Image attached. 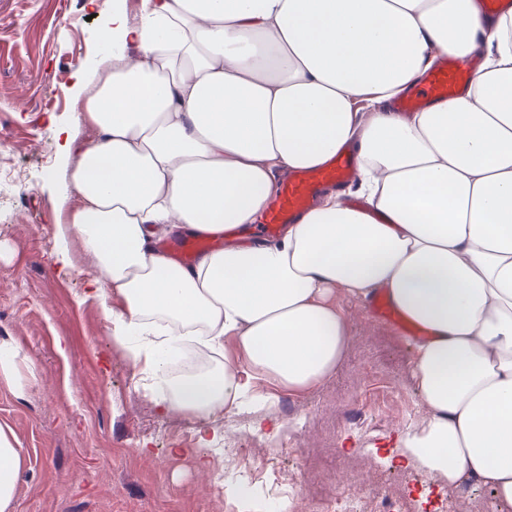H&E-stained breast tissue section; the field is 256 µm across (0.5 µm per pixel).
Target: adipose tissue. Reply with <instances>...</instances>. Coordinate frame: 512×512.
I'll use <instances>...</instances> for the list:
<instances>
[{
    "label": "adipose tissue",
    "instance_id": "obj_1",
    "mask_svg": "<svg viewBox=\"0 0 512 512\" xmlns=\"http://www.w3.org/2000/svg\"><path fill=\"white\" fill-rule=\"evenodd\" d=\"M103 38L119 51L74 109L95 136L70 172L56 262L80 246L91 294L119 296L111 334L161 412L194 417L206 447L225 412L280 430L239 366L314 388L350 340L337 290L381 293L420 330L423 427L400 437L403 457L512 503V14L485 21L473 0H140ZM450 53L479 57L470 84L395 111ZM346 148L366 210L329 190L274 239L252 236L280 176ZM170 235L226 245L182 266L159 246ZM186 343L223 364L171 381L164 354ZM22 466L0 425V512Z\"/></svg>",
    "mask_w": 512,
    "mask_h": 512
}]
</instances>
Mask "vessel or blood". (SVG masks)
<instances>
[{
  "instance_id": "obj_1",
  "label": "vessel or blood",
  "mask_w": 512,
  "mask_h": 512,
  "mask_svg": "<svg viewBox=\"0 0 512 512\" xmlns=\"http://www.w3.org/2000/svg\"><path fill=\"white\" fill-rule=\"evenodd\" d=\"M472 72L471 60L447 55L417 88L397 101L396 107L403 112H416L434 101L455 96L470 82ZM354 174L355 159L345 151L337 152L321 167L295 172L280 185L260 226L261 233L269 236L281 225L294 223L323 188L345 184Z\"/></svg>"
}]
</instances>
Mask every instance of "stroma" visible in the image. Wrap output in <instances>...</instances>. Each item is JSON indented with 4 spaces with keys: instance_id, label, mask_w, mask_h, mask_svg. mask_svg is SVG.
I'll list each match as a JSON object with an SVG mask.
<instances>
[{
    "instance_id": "1",
    "label": "stroma",
    "mask_w": 512,
    "mask_h": 512,
    "mask_svg": "<svg viewBox=\"0 0 512 512\" xmlns=\"http://www.w3.org/2000/svg\"><path fill=\"white\" fill-rule=\"evenodd\" d=\"M120 3L136 14L139 0H0V345L22 353L0 381V424L24 458L8 512H253L236 484L217 495L197 472L204 459L223 469L228 438L268 480L302 486L307 512L373 480L384 492L402 485L409 512H438L445 498L512 512L492 488L449 485L399 455L404 414L421 409L411 337L341 291L351 341L332 378L290 393L239 370L256 394L277 397L278 436L243 411L215 417L225 439L203 448L190 416L162 414L136 389L139 372L107 320L118 300L86 297L85 259L65 273L55 263L75 162L57 129L72 126L75 72L104 77L102 32Z\"/></svg>"
}]
</instances>
